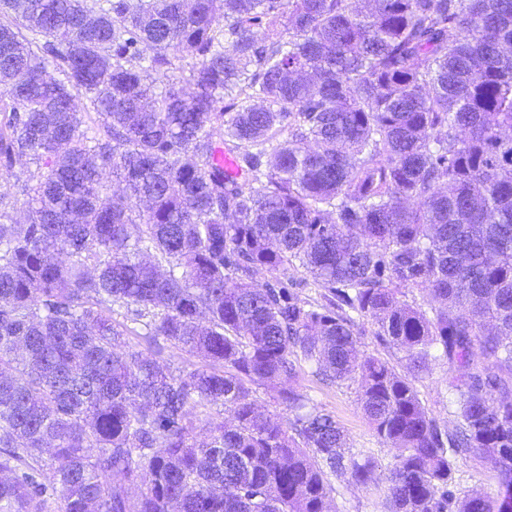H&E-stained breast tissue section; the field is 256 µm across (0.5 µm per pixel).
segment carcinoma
Here are the masks:
<instances>
[{
  "mask_svg": "<svg viewBox=\"0 0 512 512\" xmlns=\"http://www.w3.org/2000/svg\"><path fill=\"white\" fill-rule=\"evenodd\" d=\"M24 157L0 512H331L335 479L384 512H512V0H0V173ZM298 361L357 383L391 465L346 453ZM436 361L451 429L414 386ZM470 458L497 494L461 488ZM375 329L376 327L371 322H360L356 329V334H359L357 337L360 342V350L367 355L388 359L402 373L404 363L399 359L401 355L395 354L393 350L386 348L374 335Z\"/></svg>",
  "mask_w": 512,
  "mask_h": 512,
  "instance_id": "obj_1",
  "label": "carcinoma"
}]
</instances>
